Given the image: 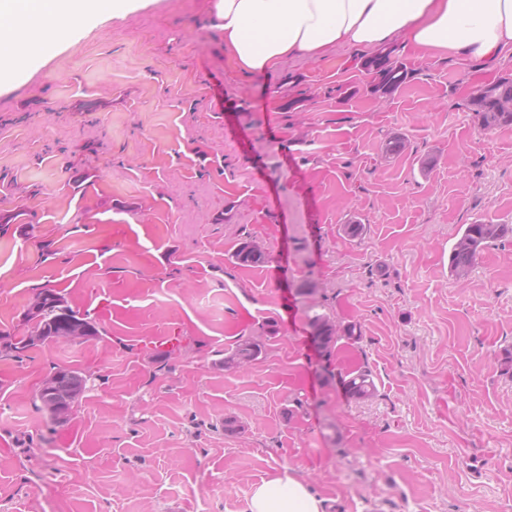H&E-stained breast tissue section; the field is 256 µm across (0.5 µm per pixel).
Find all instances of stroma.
Segmentation results:
<instances>
[{
	"label": "stroma",
	"mask_w": 512,
	"mask_h": 512,
	"mask_svg": "<svg viewBox=\"0 0 512 512\" xmlns=\"http://www.w3.org/2000/svg\"><path fill=\"white\" fill-rule=\"evenodd\" d=\"M395 54L389 98L350 47L253 78L212 0H137L0 86V331L44 286L104 330L0 358V512H244L285 472L325 512H512V237L448 272L462 225L512 224V126L467 106L512 56ZM248 235L264 266L233 265ZM316 314L361 332L329 367ZM61 368L87 385L59 424L37 395ZM261 336H240L234 346L224 351V370L231 371L247 367L257 360L262 353ZM349 377L344 380L345 393L349 399L369 400L377 396L378 389L371 371L359 367L347 374Z\"/></svg>",
	"instance_id": "35a3bbf8"
}]
</instances>
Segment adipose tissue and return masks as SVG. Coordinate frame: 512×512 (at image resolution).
<instances>
[{
	"instance_id": "obj_1",
	"label": "adipose tissue",
	"mask_w": 512,
	"mask_h": 512,
	"mask_svg": "<svg viewBox=\"0 0 512 512\" xmlns=\"http://www.w3.org/2000/svg\"><path fill=\"white\" fill-rule=\"evenodd\" d=\"M135 0H0V82L74 36L100 15L121 16ZM224 45L239 70L263 76L289 57L332 47L379 46L397 38L431 56L461 51L498 60L512 47V0H213ZM246 512H322L301 478L283 474L253 489Z\"/></svg>"
}]
</instances>
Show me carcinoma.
Instances as JSON below:
<instances>
[{"instance_id": "carcinoma-1", "label": "carcinoma", "mask_w": 512, "mask_h": 512, "mask_svg": "<svg viewBox=\"0 0 512 512\" xmlns=\"http://www.w3.org/2000/svg\"><path fill=\"white\" fill-rule=\"evenodd\" d=\"M360 67L370 76L372 91L380 96H388L401 89L411 78V70L400 60L391 47L361 58ZM512 105V74L500 77L497 81L478 87L470 96L469 108L474 112L480 127L486 131L512 125V112H506L502 104ZM463 231L453 245L449 255V272L456 280L468 277L477 256L491 242L512 236L511 224H464ZM232 262L242 268L256 267L267 262L264 250L252 247V239L240 240L231 255ZM31 324L26 336H12L0 347V352L9 357L20 355L37 344L56 341L68 333L73 324H81L90 329L89 335L99 336L97 323L72 309L61 292L51 288L37 290L25 316ZM313 338L323 361L330 365L339 344L345 341L355 343L360 339L356 326L341 327L330 317L316 314L310 320ZM263 344L258 336H241L234 346L224 350V370L231 371L250 365L262 353ZM87 377L80 372L60 369L54 372L52 386L39 391L38 397L44 410L57 404L69 409L78 396L86 389ZM345 393L353 400H369L377 396L378 389L371 371L358 368L348 373L344 381Z\"/></svg>"}]
</instances>
